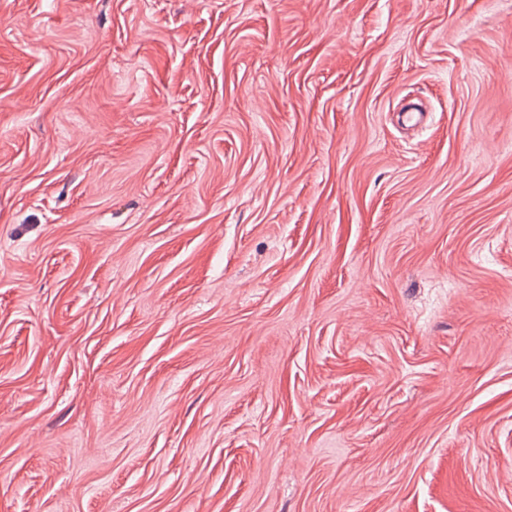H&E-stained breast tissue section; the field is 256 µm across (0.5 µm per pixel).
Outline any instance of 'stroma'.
Here are the masks:
<instances>
[{
	"instance_id": "1",
	"label": "stroma",
	"mask_w": 512,
	"mask_h": 512,
	"mask_svg": "<svg viewBox=\"0 0 512 512\" xmlns=\"http://www.w3.org/2000/svg\"><path fill=\"white\" fill-rule=\"evenodd\" d=\"M0 512H512V0H0Z\"/></svg>"
}]
</instances>
